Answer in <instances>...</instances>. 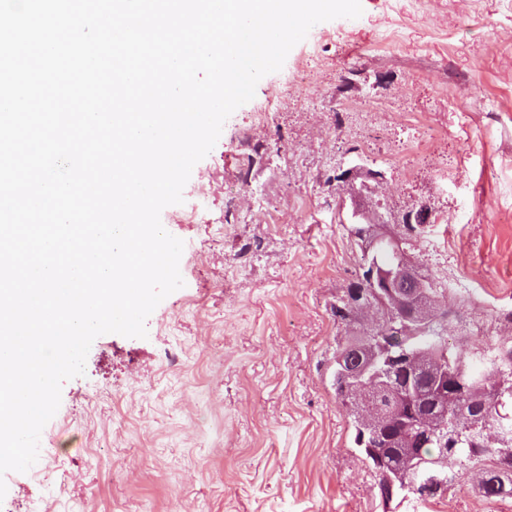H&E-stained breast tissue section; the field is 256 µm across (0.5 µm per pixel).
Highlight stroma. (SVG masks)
Returning <instances> with one entry per match:
<instances>
[{
  "label": "stroma",
  "mask_w": 512,
  "mask_h": 512,
  "mask_svg": "<svg viewBox=\"0 0 512 512\" xmlns=\"http://www.w3.org/2000/svg\"><path fill=\"white\" fill-rule=\"evenodd\" d=\"M361 5L313 26L225 121L161 213L183 287L146 338L92 344L41 432L50 458L1 478L0 512H512L465 474L442 500L384 503L330 378L347 336L331 307L361 258L335 176L355 160L381 172L392 217L431 209L411 251L458 311L449 339L512 341V0ZM255 191L276 223L240 219ZM193 205L201 221L175 223Z\"/></svg>",
  "instance_id": "obj_1"
}]
</instances>
